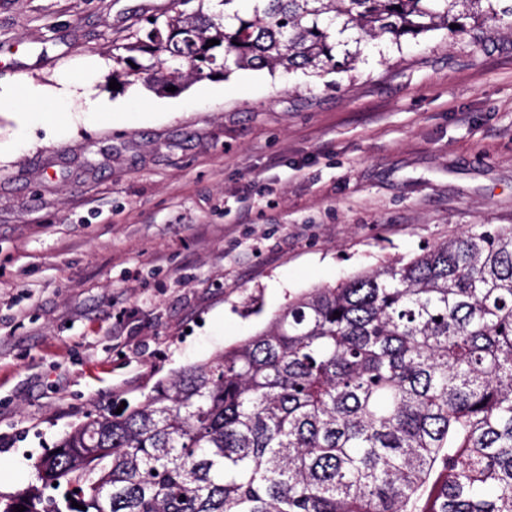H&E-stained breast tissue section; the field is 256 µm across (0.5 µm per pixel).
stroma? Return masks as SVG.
<instances>
[{
    "label": "stroma",
    "instance_id": "35a3bbf8",
    "mask_svg": "<svg viewBox=\"0 0 512 512\" xmlns=\"http://www.w3.org/2000/svg\"><path fill=\"white\" fill-rule=\"evenodd\" d=\"M171 3L0 0L2 493L300 292L512 225V32L379 40L321 78L110 89L113 43ZM76 76L107 108L74 105Z\"/></svg>",
    "mask_w": 512,
    "mask_h": 512
}]
</instances>
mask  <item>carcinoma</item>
I'll return each instance as SVG.
<instances>
[{
    "instance_id": "obj_1",
    "label": "carcinoma",
    "mask_w": 512,
    "mask_h": 512,
    "mask_svg": "<svg viewBox=\"0 0 512 512\" xmlns=\"http://www.w3.org/2000/svg\"><path fill=\"white\" fill-rule=\"evenodd\" d=\"M172 2L112 45L113 79L164 93L235 69L321 77L340 46L347 65L377 39L512 27V0ZM34 469L0 512H47L60 488L53 512H512V226L294 296L73 425Z\"/></svg>"
}]
</instances>
